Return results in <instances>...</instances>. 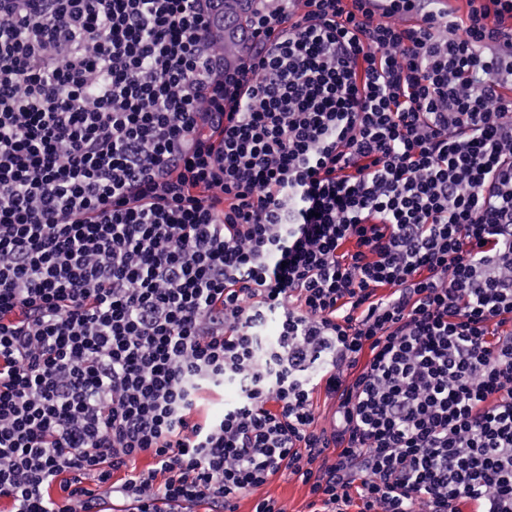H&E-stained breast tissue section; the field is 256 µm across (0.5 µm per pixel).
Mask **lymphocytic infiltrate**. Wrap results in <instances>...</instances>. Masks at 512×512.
Instances as JSON below:
<instances>
[{
    "instance_id": "1",
    "label": "lymphocytic infiltrate",
    "mask_w": 512,
    "mask_h": 512,
    "mask_svg": "<svg viewBox=\"0 0 512 512\" xmlns=\"http://www.w3.org/2000/svg\"><path fill=\"white\" fill-rule=\"evenodd\" d=\"M464 2L284 0L230 65L224 0H0L9 512H512V0ZM270 497L283 503L288 512H308L309 487L294 476L276 475L266 484L245 493L237 500L236 512H252L258 499Z\"/></svg>"
}]
</instances>
